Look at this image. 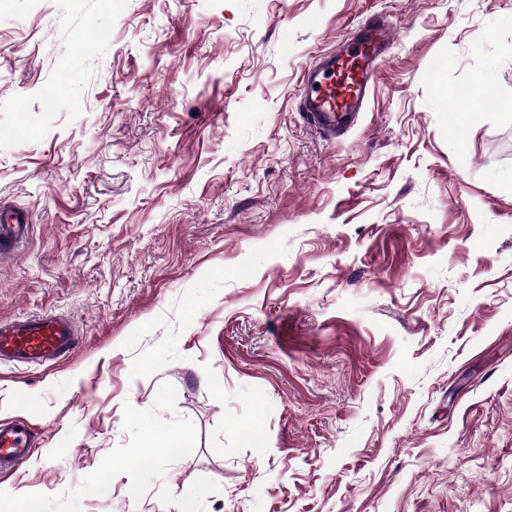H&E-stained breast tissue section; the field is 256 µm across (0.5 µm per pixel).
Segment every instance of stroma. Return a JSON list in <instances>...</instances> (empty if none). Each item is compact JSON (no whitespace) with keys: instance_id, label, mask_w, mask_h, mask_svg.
Returning <instances> with one entry per match:
<instances>
[{"instance_id":"obj_1","label":"stroma","mask_w":512,"mask_h":512,"mask_svg":"<svg viewBox=\"0 0 512 512\" xmlns=\"http://www.w3.org/2000/svg\"><path fill=\"white\" fill-rule=\"evenodd\" d=\"M371 16L397 38L326 138L304 70ZM481 76L512 100V0H0L33 224L0 320L82 330L0 365L40 433L0 512H512V110L453 129Z\"/></svg>"}]
</instances>
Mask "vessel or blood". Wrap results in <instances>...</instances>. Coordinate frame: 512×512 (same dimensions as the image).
<instances>
[{"label":"vessel or blood","mask_w":512,"mask_h":512,"mask_svg":"<svg viewBox=\"0 0 512 512\" xmlns=\"http://www.w3.org/2000/svg\"><path fill=\"white\" fill-rule=\"evenodd\" d=\"M395 39L389 23L368 18L347 38L339 54L305 71L300 110L307 124L332 135L350 128L369 101L380 58ZM30 229V216L24 209L0 206V259L14 254L28 239ZM79 344L74 323L50 311L0 321V363H57L71 357ZM34 453V430L26 420H0V470L20 468Z\"/></svg>","instance_id":"vessel-or-blood-1"}]
</instances>
